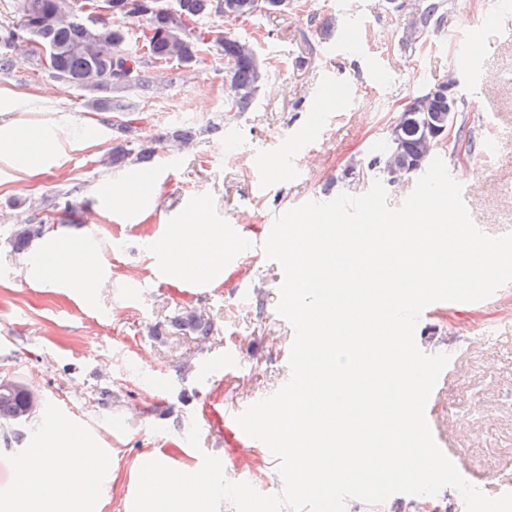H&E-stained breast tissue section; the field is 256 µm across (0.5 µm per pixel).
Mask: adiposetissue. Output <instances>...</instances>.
Wrapping results in <instances>:
<instances>
[{
    "mask_svg": "<svg viewBox=\"0 0 512 512\" xmlns=\"http://www.w3.org/2000/svg\"><path fill=\"white\" fill-rule=\"evenodd\" d=\"M41 151V140L26 131L13 128L0 132V152L24 169H36ZM235 248V241L225 238L223 227L205 224L197 209L185 215L165 246L173 276L189 271L210 280L223 274L224 254ZM44 271L49 279L86 288L98 274L97 255L80 244L68 242L62 245L57 259L45 265ZM66 441V447L61 449H35L33 464L18 471L15 492L0 499V512H53L60 496L45 495L44 490L59 482L69 492L89 490L99 466L98 458L76 437L67 436Z\"/></svg>",
    "mask_w": 512,
    "mask_h": 512,
    "instance_id": "adipose-tissue-1",
    "label": "adipose tissue"
}]
</instances>
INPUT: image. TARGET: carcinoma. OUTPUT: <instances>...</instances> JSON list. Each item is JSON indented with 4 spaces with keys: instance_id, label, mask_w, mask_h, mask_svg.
<instances>
[{
    "instance_id": "carcinoma-1",
    "label": "carcinoma",
    "mask_w": 512,
    "mask_h": 512,
    "mask_svg": "<svg viewBox=\"0 0 512 512\" xmlns=\"http://www.w3.org/2000/svg\"><path fill=\"white\" fill-rule=\"evenodd\" d=\"M110 14L145 22L146 52L127 49L126 30L108 23L105 13L84 19L87 0H19L20 19L12 27L0 29V43L10 47L19 41L33 39L37 46L38 65L51 77L74 86L91 71L97 72L96 96L88 101L98 112L125 109L121 93L147 91L156 79L154 69L175 61L184 68L197 65L201 40L190 28L203 18L223 16L228 20L250 18L262 14L286 12L292 0H177L176 10H168L167 0H110ZM447 0H426L411 25L402 35V47L413 49L423 38L437 29L447 11ZM224 55L225 111L245 112L257 98L264 76L262 60L253 56L255 48L247 41L226 35L221 41ZM448 111V97L435 95L427 106L410 118L401 133L400 143L385 138L369 160L370 176L384 179L381 164L389 162L413 176L432 158L423 129L429 112ZM147 158L148 151L125 145L112 148V166L120 168L133 154ZM45 233L43 224H17L9 232L8 242L16 253L25 252L31 242ZM196 338L207 339L213 325L200 316L187 312L178 318ZM26 407L21 392L0 391V425L18 426V417Z\"/></svg>"
}]
</instances>
